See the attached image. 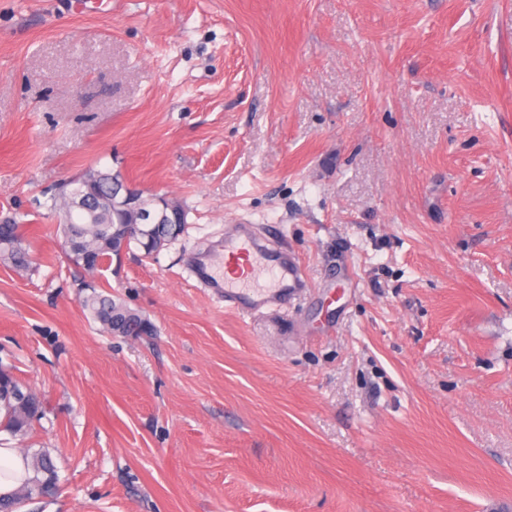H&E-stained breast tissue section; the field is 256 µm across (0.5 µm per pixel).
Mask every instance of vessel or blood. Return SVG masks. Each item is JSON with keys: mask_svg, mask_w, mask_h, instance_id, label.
I'll return each instance as SVG.
<instances>
[{"mask_svg": "<svg viewBox=\"0 0 512 512\" xmlns=\"http://www.w3.org/2000/svg\"><path fill=\"white\" fill-rule=\"evenodd\" d=\"M224 253L246 263L245 274L224 282L225 306L241 314L283 304L306 286L299 263L270 249L249 229L241 228L227 236Z\"/></svg>", "mask_w": 512, "mask_h": 512, "instance_id": "obj_1", "label": "vessel or blood"}]
</instances>
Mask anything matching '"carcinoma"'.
Returning a JSON list of instances; mask_svg holds the SVG:
<instances>
[{
    "label": "carcinoma",
    "instance_id": "1",
    "mask_svg": "<svg viewBox=\"0 0 512 512\" xmlns=\"http://www.w3.org/2000/svg\"><path fill=\"white\" fill-rule=\"evenodd\" d=\"M125 191V178L118 171L91 167L58 185L54 195L44 207L56 213L58 233L69 244L65 257L81 271L92 274L101 262H110L119 256L120 247L113 243L112 231L125 222L124 214L112 205V198H120ZM82 193L88 199L87 209L80 214L70 213V199ZM186 210L182 204L165 211V218L148 226L149 234L128 241L126 249L136 248L151 257L176 240L186 224ZM0 262L15 270L27 271L31 260L23 225L12 221L0 224ZM79 287L85 289L80 297L81 308L95 322L110 333L123 336H143L153 331L152 324L136 309L130 308L121 298L97 291L92 281L83 280ZM25 387L11 373L0 370V431L12 437H24L32 423L45 413L42 396L27 389L24 404H18L10 392ZM25 477L8 492L0 493V512H18L20 507L33 500L53 498L60 492L55 465L46 452L21 454Z\"/></svg>",
    "mask_w": 512,
    "mask_h": 512
}]
</instances>
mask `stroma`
Instances as JSON below:
<instances>
[{
	"label": "stroma",
	"mask_w": 512,
	"mask_h": 512,
	"mask_svg": "<svg viewBox=\"0 0 512 512\" xmlns=\"http://www.w3.org/2000/svg\"><path fill=\"white\" fill-rule=\"evenodd\" d=\"M188 211L82 310L42 203L88 167ZM0 366L45 398L38 512H512V0H0ZM301 263L242 315L191 273ZM23 224L15 220L0 224V262L15 270L27 271L31 260ZM224 254L246 261V273L224 279V307L245 315L280 305L306 288L299 263L291 256L270 249L264 240L247 228L234 231L224 239ZM266 279V284L261 280ZM79 288H85L79 301L81 308L104 330L123 336H143L153 331L152 324L138 310L130 308L119 297L112 298V293L97 291L96 288L101 287L93 281L81 280Z\"/></svg>",
	"instance_id": "obj_1"
}]
</instances>
